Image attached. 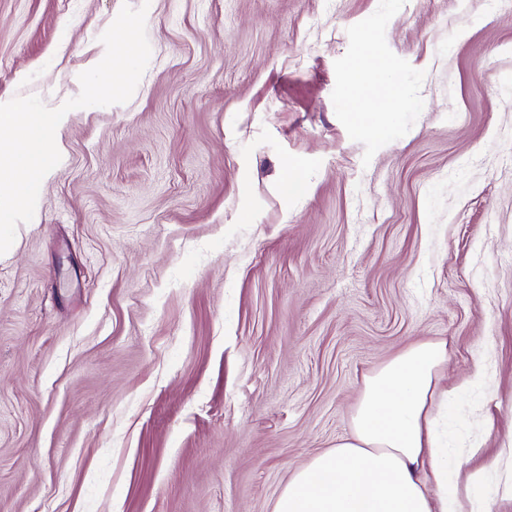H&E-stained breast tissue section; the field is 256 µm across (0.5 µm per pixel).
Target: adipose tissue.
<instances>
[{
	"mask_svg": "<svg viewBox=\"0 0 512 512\" xmlns=\"http://www.w3.org/2000/svg\"><path fill=\"white\" fill-rule=\"evenodd\" d=\"M447 357L417 342L364 375L349 435L297 467L272 512H458L433 409Z\"/></svg>",
	"mask_w": 512,
	"mask_h": 512,
	"instance_id": "adipose-tissue-1",
	"label": "adipose tissue"
}]
</instances>
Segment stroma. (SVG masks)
Listing matches in <instances>:
<instances>
[{
  "label": "stroma",
  "instance_id": "35a3bbf8",
  "mask_svg": "<svg viewBox=\"0 0 512 512\" xmlns=\"http://www.w3.org/2000/svg\"><path fill=\"white\" fill-rule=\"evenodd\" d=\"M126 2L149 64L0 255V512H272L439 339L448 492L512 512V0H0V99L78 96ZM389 69L383 66L378 67V74L381 79L372 87L370 103L373 106L384 107L388 102L395 99H402L404 97V89L402 85L388 75Z\"/></svg>",
  "mask_w": 512,
  "mask_h": 512
}]
</instances>
